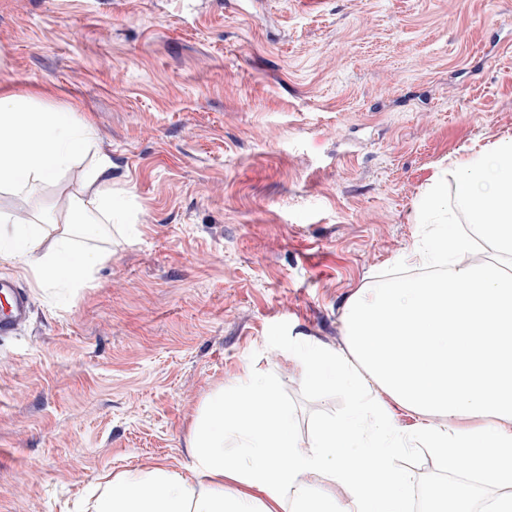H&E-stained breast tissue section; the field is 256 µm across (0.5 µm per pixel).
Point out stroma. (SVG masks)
<instances>
[{
    "label": "stroma",
    "mask_w": 512,
    "mask_h": 512,
    "mask_svg": "<svg viewBox=\"0 0 512 512\" xmlns=\"http://www.w3.org/2000/svg\"><path fill=\"white\" fill-rule=\"evenodd\" d=\"M0 85L50 89L92 155L0 211L62 222L112 163L111 259L0 338V512H78L101 476L181 469L220 386L280 379L300 447L350 406L302 353L414 268L437 167L512 137V0H0ZM419 498L447 479L420 448Z\"/></svg>",
    "instance_id": "stroma-1"
}]
</instances>
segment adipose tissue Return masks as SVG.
Masks as SVG:
<instances>
[{"label": "adipose tissue", "instance_id": "ef3b65f1", "mask_svg": "<svg viewBox=\"0 0 512 512\" xmlns=\"http://www.w3.org/2000/svg\"><path fill=\"white\" fill-rule=\"evenodd\" d=\"M94 140L76 113L0 90V187L52 181ZM111 170L99 157L91 193L70 201L51 247L43 245L46 223L13 225L0 213L10 226L0 232V260L30 268L43 286L88 287L110 258L90 243L117 213ZM419 208L439 230L414 256L444 263V276L373 285L344 308L346 349L306 351L310 383L340 385L351 400L340 421L321 422L304 451L273 381L218 388L193 424L189 463L105 481L93 512H408L416 477L396 457L412 442L448 469L463 462L493 472L501 488L480 497L468 481L438 485L442 512H512V276L500 266L512 259V138L437 169ZM460 210L470 217L462 233L452 229ZM477 240L491 243L494 258L459 264ZM375 387L388 402L367 401ZM395 406L418 416L411 433L393 428ZM228 482L234 493L225 492Z\"/></svg>", "mask_w": 512, "mask_h": 512}]
</instances>
